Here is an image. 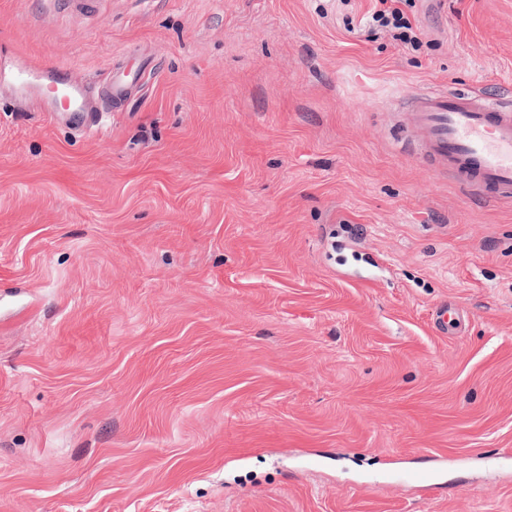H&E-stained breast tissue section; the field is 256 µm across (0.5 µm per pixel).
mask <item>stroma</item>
<instances>
[{
  "label": "stroma",
  "instance_id": "obj_1",
  "mask_svg": "<svg viewBox=\"0 0 512 512\" xmlns=\"http://www.w3.org/2000/svg\"><path fill=\"white\" fill-rule=\"evenodd\" d=\"M426 2L413 51L371 0H0L127 79L97 131L0 84V512H512V198L392 109L512 93V0Z\"/></svg>",
  "mask_w": 512,
  "mask_h": 512
}]
</instances>
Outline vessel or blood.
<instances>
[{
  "label": "vessel or blood",
  "mask_w": 512,
  "mask_h": 512,
  "mask_svg": "<svg viewBox=\"0 0 512 512\" xmlns=\"http://www.w3.org/2000/svg\"><path fill=\"white\" fill-rule=\"evenodd\" d=\"M9 74L17 96L44 99V89L62 85L65 109L99 124V112L86 108L90 90L64 84L56 68L21 57L11 39L0 37V75ZM410 116L420 155L448 170L468 194L483 199L512 194V103L491 101L470 92L421 91L399 105Z\"/></svg>",
  "instance_id": "1"
}]
</instances>
